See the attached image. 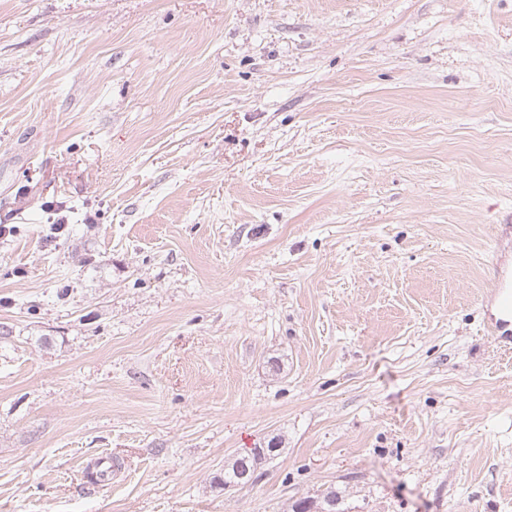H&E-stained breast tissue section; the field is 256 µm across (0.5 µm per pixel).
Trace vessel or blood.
<instances>
[{"label": "vessel or blood", "instance_id": "b4317fda", "mask_svg": "<svg viewBox=\"0 0 512 512\" xmlns=\"http://www.w3.org/2000/svg\"><path fill=\"white\" fill-rule=\"evenodd\" d=\"M492 241L494 255L481 297L485 332L499 346L512 349V225H494Z\"/></svg>", "mask_w": 512, "mask_h": 512}]
</instances>
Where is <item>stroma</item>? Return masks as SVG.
I'll return each mask as SVG.
<instances>
[{
  "label": "stroma",
  "instance_id": "35a3bbf8",
  "mask_svg": "<svg viewBox=\"0 0 512 512\" xmlns=\"http://www.w3.org/2000/svg\"><path fill=\"white\" fill-rule=\"evenodd\" d=\"M510 216L512 0H0V512H512ZM492 241L494 255L481 297L485 332L500 347L512 349V225H494ZM280 448H252L254 453H261V456L268 462L272 459H274L277 454H275L277 451H279ZM258 454L252 455H245L239 458H236L230 465H227V467L224 468V484L225 485H236L241 481L244 482H250L252 481L251 476L249 473L256 471L258 468H260L261 465H263V458ZM247 458V466L249 470L246 468L242 472V475L239 476V471L243 468L242 463L239 461V459H245ZM240 477V479L238 478Z\"/></svg>",
  "mask_w": 512,
  "mask_h": 512
}]
</instances>
